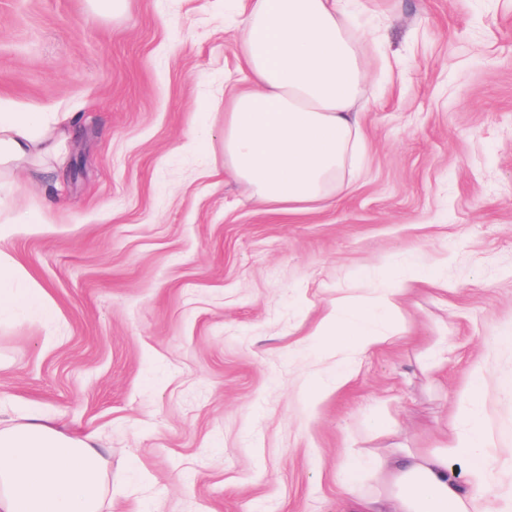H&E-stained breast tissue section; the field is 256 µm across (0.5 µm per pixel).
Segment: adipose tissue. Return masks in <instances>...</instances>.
Here are the masks:
<instances>
[{
	"instance_id": "adipose-tissue-1",
	"label": "adipose tissue",
	"mask_w": 512,
	"mask_h": 512,
	"mask_svg": "<svg viewBox=\"0 0 512 512\" xmlns=\"http://www.w3.org/2000/svg\"><path fill=\"white\" fill-rule=\"evenodd\" d=\"M234 39L242 84L224 98V166L251 197L276 213L324 208L348 194L346 168L366 134L360 89L371 63L360 49L346 0H242ZM65 112H20L0 100V166L54 157ZM402 283L379 281L362 301L337 300L316 335L339 349L385 343L398 326ZM55 315L31 275L0 256V316ZM481 376L468 390L466 427L445 446L393 448L381 458L351 451L343 512H499L487 495L490 438L479 407ZM103 456L95 435L74 437L32 417L0 427V512H101Z\"/></svg>"
}]
</instances>
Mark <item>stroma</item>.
<instances>
[{
    "label": "stroma",
    "instance_id": "1",
    "mask_svg": "<svg viewBox=\"0 0 512 512\" xmlns=\"http://www.w3.org/2000/svg\"><path fill=\"white\" fill-rule=\"evenodd\" d=\"M353 9L386 68L362 175L288 214L213 161L239 0H0V99L72 117L40 173L0 171V253L57 312L0 319V420L96 433L102 512H336L348 450L445 445L477 371L490 494L512 504V0ZM416 257L440 281L410 285L398 339L342 356L314 336Z\"/></svg>",
    "mask_w": 512,
    "mask_h": 512
}]
</instances>
